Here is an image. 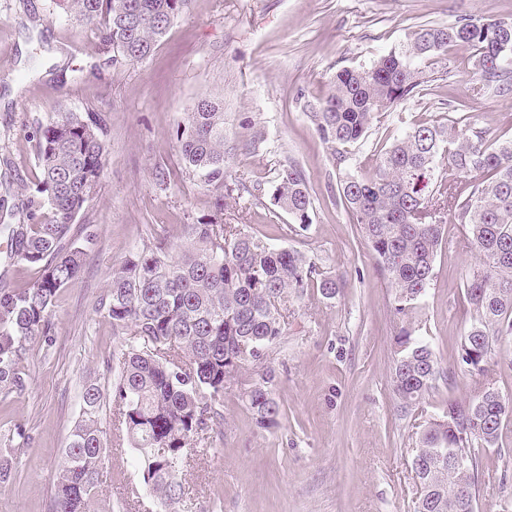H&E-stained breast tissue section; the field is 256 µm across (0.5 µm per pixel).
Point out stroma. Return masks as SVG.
<instances>
[{"instance_id": "35a3bbf8", "label": "stroma", "mask_w": 512, "mask_h": 512, "mask_svg": "<svg viewBox=\"0 0 512 512\" xmlns=\"http://www.w3.org/2000/svg\"><path fill=\"white\" fill-rule=\"evenodd\" d=\"M464 19L512 21V0H188L149 58L108 66L94 31L54 0H0V182L13 185L8 204H21L23 186L39 174L40 123L69 110L101 113L107 124L104 177L80 218L94 233L83 267L56 295L50 343L27 352L25 389L0 393V452L13 461L0 512H51L82 384L114 380L112 354L124 338L99 310L113 270L145 245H179L183 225L213 208L216 190L177 171L176 131L205 97L223 104L231 150L225 222L340 276L341 292L327 300L309 288L291 304L267 360L281 409L276 425L260 427L243 396L255 367L225 385L223 425L209 433L214 451L192 457L177 512H414L413 422L441 413L448 398L474 394L458 352L470 325L464 283L477 255L464 226L445 224L412 328L453 380H438L401 415L390 375L403 322L339 185L348 172L371 176L380 147L414 125L447 122L460 106L488 143L512 139V92L482 90L471 50L449 46L423 61L432 77L424 90L373 124L341 164L309 106L330 92L337 71L372 64L421 25ZM291 165L312 199L304 230L273 203ZM161 167L173 172L169 184L156 180ZM141 480L133 450L113 451L104 484L112 512H160L150 497L127 503L128 487ZM478 489L479 512L512 504V423L482 454Z\"/></svg>"}]
</instances>
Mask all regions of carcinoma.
I'll use <instances>...</instances> for the list:
<instances>
[{
  "label": "carcinoma",
  "mask_w": 512,
  "mask_h": 512,
  "mask_svg": "<svg viewBox=\"0 0 512 512\" xmlns=\"http://www.w3.org/2000/svg\"><path fill=\"white\" fill-rule=\"evenodd\" d=\"M187 0H58L60 9L93 29L105 61L138 63L154 51ZM470 47L483 86L512 89V72L485 69L490 59L512 56V25L467 20L415 30L399 49L368 67L336 72L331 93L310 115L337 163L364 140L371 125L427 82L418 61L451 44ZM106 127L99 113L59 112L37 128L40 176L24 186L22 221L5 224L7 258L36 266L39 277L23 288L0 289V391L26 386L24 360L32 344L52 330L59 290L81 271L86 224L76 223L97 193L106 166ZM179 170L219 190L210 214L184 225L185 240L173 256L165 242L146 246L112 272L100 307L112 328L132 341L112 355V394L96 382L81 392V419L63 450L55 480V512H90L103 494L105 434L100 413L113 397L112 431L123 436L143 467V485L129 497L148 494L173 512L184 496L179 476L193 455L212 451L204 434L221 425L217 405L224 385L246 365L261 366L284 333L288 304L314 287L332 300L337 277L317 276L302 254L274 249L245 230L224 223V194L231 193L224 139V110L198 101L177 130ZM461 174L481 173L480 182L434 179L439 159ZM340 195L353 223L371 248L381 274L394 290V313L412 319L435 275L442 228L453 218L466 229L477 252L465 296L471 323L459 360L475 376L468 400L448 397L442 413L419 425L412 459L415 512H478L475 473L482 452L498 442L512 420V400L489 379L495 346L512 340V140L495 146L461 115L448 125H416L376 157L369 179L348 174ZM276 205L300 228L310 224L312 202L301 173L279 174ZM391 384L404 413L420 405L440 378L432 346L409 328L394 338ZM273 372L262 369L244 392L256 422L277 424L280 406Z\"/></svg>",
  "instance_id": "1"
}]
</instances>
